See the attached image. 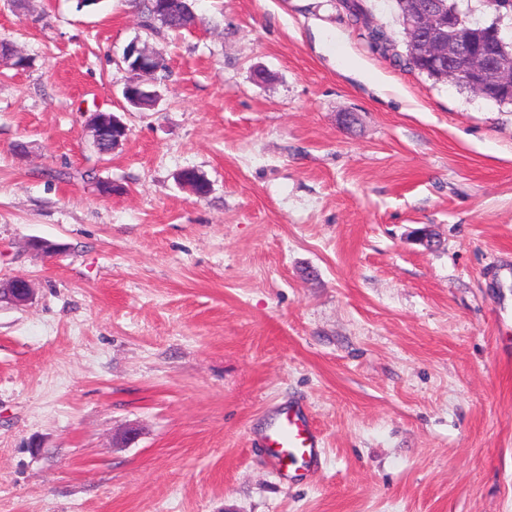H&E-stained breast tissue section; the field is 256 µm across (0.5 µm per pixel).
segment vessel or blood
Instances as JSON below:
<instances>
[{
    "instance_id": "b4317fda",
    "label": "vessel or blood",
    "mask_w": 512,
    "mask_h": 512,
    "mask_svg": "<svg viewBox=\"0 0 512 512\" xmlns=\"http://www.w3.org/2000/svg\"><path fill=\"white\" fill-rule=\"evenodd\" d=\"M269 463L288 478L312 479L322 469L321 439L303 405L281 409L263 437Z\"/></svg>"
}]
</instances>
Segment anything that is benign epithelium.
Here are the masks:
<instances>
[{
  "label": "benign epithelium",
  "instance_id": "benign-epithelium-1",
  "mask_svg": "<svg viewBox=\"0 0 512 512\" xmlns=\"http://www.w3.org/2000/svg\"><path fill=\"white\" fill-rule=\"evenodd\" d=\"M401 26L409 50L442 76L463 84L478 97L490 90L512 96V53L505 50L498 22L484 28L493 49L482 45L468 20L454 10H445L436 0H414L401 12ZM164 57L137 43L129 44L122 62L137 75L154 76ZM93 145H98L106 131L115 133L112 147L128 135L126 126L115 116L97 112L88 122ZM34 295L32 282L22 276L0 283V303L14 306L28 304Z\"/></svg>",
  "mask_w": 512,
  "mask_h": 512
}]
</instances>
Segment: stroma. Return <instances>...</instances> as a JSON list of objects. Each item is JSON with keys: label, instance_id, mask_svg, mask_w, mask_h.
I'll use <instances>...</instances> for the list:
<instances>
[{"label": "stroma", "instance_id": "1", "mask_svg": "<svg viewBox=\"0 0 512 512\" xmlns=\"http://www.w3.org/2000/svg\"><path fill=\"white\" fill-rule=\"evenodd\" d=\"M196 12L0 0L32 61L0 68V281L35 288L0 304V512H512V105L377 53L338 0ZM134 41L171 70L145 112ZM96 112L129 130L104 157ZM295 402L310 481L257 442ZM192 2L193 1L190 0L184 2V10L181 15L171 16L169 19L165 20H159L155 22V24H159L161 27L174 32H179L181 30L191 27L192 25H194L196 21L194 5ZM154 25L148 23L147 27L154 29ZM33 295V284L26 277L18 276L5 284L0 283V303L24 306L32 300Z\"/></svg>", "mask_w": 512, "mask_h": 512}]
</instances>
